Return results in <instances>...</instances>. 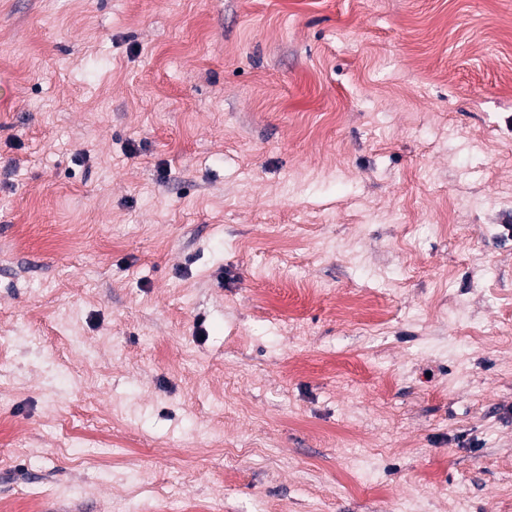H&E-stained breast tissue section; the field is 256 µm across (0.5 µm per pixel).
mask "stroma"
Here are the masks:
<instances>
[{"instance_id": "stroma-1", "label": "stroma", "mask_w": 512, "mask_h": 512, "mask_svg": "<svg viewBox=\"0 0 512 512\" xmlns=\"http://www.w3.org/2000/svg\"><path fill=\"white\" fill-rule=\"evenodd\" d=\"M512 0H0V512H512Z\"/></svg>"}]
</instances>
